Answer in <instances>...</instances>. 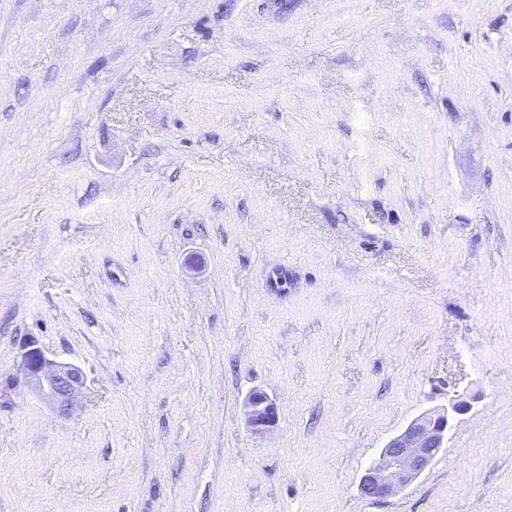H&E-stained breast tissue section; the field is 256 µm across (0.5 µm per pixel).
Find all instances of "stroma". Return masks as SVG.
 Wrapping results in <instances>:
<instances>
[{
    "label": "stroma",
    "mask_w": 512,
    "mask_h": 512,
    "mask_svg": "<svg viewBox=\"0 0 512 512\" xmlns=\"http://www.w3.org/2000/svg\"><path fill=\"white\" fill-rule=\"evenodd\" d=\"M0 512H512V0H0ZM21 363L31 386L50 400L59 414H68L75 394L84 384L81 370L49 358L35 340L24 344ZM245 416L249 427L258 433L269 431L278 420L275 403L262 391H255L249 396L245 404ZM451 401L450 411L421 415L388 442L361 479L365 497L384 499L412 482L431 464L447 439L452 414L469 408V402L460 394Z\"/></svg>",
    "instance_id": "35a3bbf8"
}]
</instances>
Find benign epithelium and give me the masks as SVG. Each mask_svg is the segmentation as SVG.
<instances>
[{"instance_id": "obj_1", "label": "benign epithelium", "mask_w": 512, "mask_h": 512, "mask_svg": "<svg viewBox=\"0 0 512 512\" xmlns=\"http://www.w3.org/2000/svg\"><path fill=\"white\" fill-rule=\"evenodd\" d=\"M21 363L31 386L50 400L58 413H69L75 394L84 384L81 370L73 364L49 358L34 340L24 344ZM468 408L467 399L458 394L452 398L450 410L427 413L413 420L388 442L366 470L361 479L362 494L380 500L412 482L443 447L452 415L461 414ZM245 416L249 427L258 433L269 431L278 420L275 403L262 391L249 396Z\"/></svg>"}]
</instances>
